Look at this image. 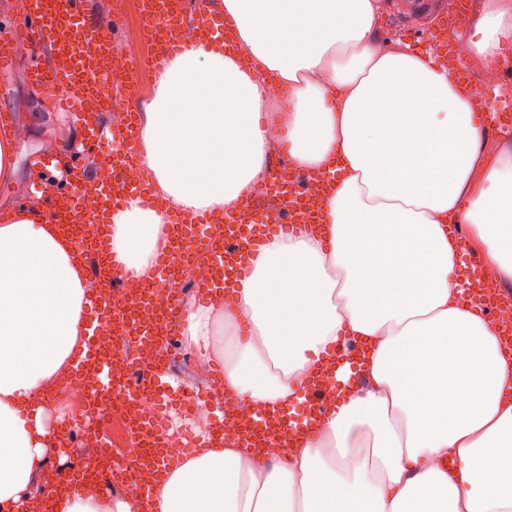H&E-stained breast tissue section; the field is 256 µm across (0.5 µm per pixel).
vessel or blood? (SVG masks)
Masks as SVG:
<instances>
[{
	"mask_svg": "<svg viewBox=\"0 0 512 512\" xmlns=\"http://www.w3.org/2000/svg\"><path fill=\"white\" fill-rule=\"evenodd\" d=\"M143 12L148 17L149 47L159 56L183 49L187 41L209 37L215 31L225 32L230 25L223 12L204 7L195 25H180L172 36L162 40L158 31L167 26L175 14L173 0H144ZM447 34V22H440L431 34L430 57L435 64L448 67L456 78L467 79L465 67L449 57ZM20 41L35 47H49L51 63L46 65L33 60L29 76L64 111L73 114L89 143L107 141L109 149L99 156V164L110 168L127 166L130 158L136 155L140 123L135 113L121 111V99L114 93L112 78L97 68V58L110 51L111 39L104 31L94 28L90 0H29L28 10L20 21L0 28L1 69L12 64L13 48ZM114 110L119 111V118L104 123L103 113ZM76 186L78 189L95 188L98 207L94 213L83 209L75 193L49 198L43 213L73 239L78 260L83 262L88 275L98 278L103 286L101 293L87 297L85 345L73 358L75 375L92 377L95 383L92 398L98 404L111 400L120 390L112 376L113 350L104 342L105 323L120 322L125 332L140 344L176 336L182 314L180 305L159 310L151 302L152 293L165 286L174 267L186 264L197 249H212L214 275L204 284L202 293L233 300L236 288L249 273L262 247L275 236L311 226L319 205L309 190L292 188L285 192L288 219L279 224L268 223L251 207L244 206L235 214L225 216L220 224L170 225V246L155 260L156 280L132 298L116 299L111 291L123 283L124 275L112 250L111 226L107 218L122 208L128 199H146V190L138 184L112 185L81 175L76 178ZM507 307L512 309V293L503 291L494 301L483 304L482 309L492 320L498 321L507 340L506 348L511 351L512 323L501 318L502 310ZM359 349V344L354 341L339 344L324 372L303 384L300 396L308 410L305 424L292 425L282 413L261 415L259 420L238 431L240 447L295 448L301 437L312 436L343 397L353 392L360 382ZM346 364L350 365L352 373L343 384L337 381L336 372ZM169 378V364L162 360L143 378L142 387L162 399L169 391ZM128 426L139 436L130 457L131 464L148 467L154 479H161L175 462L172 450L164 446L161 425L155 420L133 415Z\"/></svg>",
	"mask_w": 512,
	"mask_h": 512,
	"instance_id": "b4317fda",
	"label": "vessel or blood"
}]
</instances>
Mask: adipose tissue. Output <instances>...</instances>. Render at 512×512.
I'll list each match as a JSON object with an SVG mask.
<instances>
[{"label":"adipose tissue","mask_w":512,"mask_h":512,"mask_svg":"<svg viewBox=\"0 0 512 512\" xmlns=\"http://www.w3.org/2000/svg\"><path fill=\"white\" fill-rule=\"evenodd\" d=\"M249 59L212 37L171 61L146 107L137 158L165 212L113 213L125 274L145 275L165 214L219 215L265 178L272 132L293 164L335 190L318 228L266 244L234 307L185 311L188 345L224 356V386L259 410L299 395L331 346L363 345L362 390L283 459L218 444L152 490L153 512H512V360L496 325L466 306L456 269L474 245L512 281V151L482 154L468 87L376 38L377 0H223ZM469 51L499 64L512 0H484ZM290 84L274 100L266 75ZM472 231L462 243L451 230ZM86 276L40 210L0 225V512H26L55 444L42 397L83 345ZM249 326L239 340L237 320ZM56 512H137L95 486Z\"/></svg>","instance_id":"adipose-tissue-1"}]
</instances>
